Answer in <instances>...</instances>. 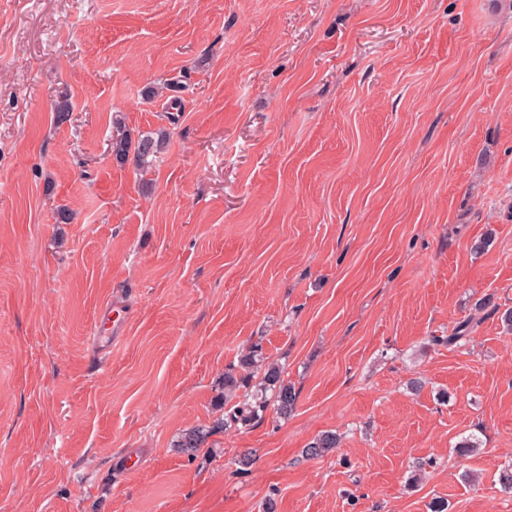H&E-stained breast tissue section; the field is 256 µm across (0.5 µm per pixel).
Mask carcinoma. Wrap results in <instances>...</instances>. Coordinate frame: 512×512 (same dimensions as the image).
I'll use <instances>...</instances> for the list:
<instances>
[{
	"instance_id": "1",
	"label": "carcinoma",
	"mask_w": 512,
	"mask_h": 512,
	"mask_svg": "<svg viewBox=\"0 0 512 512\" xmlns=\"http://www.w3.org/2000/svg\"><path fill=\"white\" fill-rule=\"evenodd\" d=\"M161 143L150 136L137 141L124 134H118L112 140V155L124 164L130 160L142 163L156 153ZM473 331L470 319L458 321L447 336H434L432 342L437 345H454L467 340ZM241 373L224 374V391L216 399V407L223 410L209 426H197L186 430L176 441L174 447L181 452L192 454L200 448L206 439L217 431H226L232 427H247L263 418L268 408H274L279 415L286 417L295 408L298 394L295 387L284 378L282 368L275 363H266L259 348L255 347L243 355L239 362ZM261 374L260 381L253 385L252 379ZM340 439L334 434H322L303 449L304 456L314 459L339 447Z\"/></svg>"
}]
</instances>
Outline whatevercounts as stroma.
I'll use <instances>...</instances> for the list:
<instances>
[{
  "instance_id": "stroma-1",
  "label": "stroma",
  "mask_w": 512,
  "mask_h": 512,
  "mask_svg": "<svg viewBox=\"0 0 512 512\" xmlns=\"http://www.w3.org/2000/svg\"><path fill=\"white\" fill-rule=\"evenodd\" d=\"M509 307L512 0H0V512H512ZM160 148L161 143L148 135L133 142L127 135L117 134L112 140V155L122 164L130 160L131 154L134 162L143 163L148 156L156 153ZM239 368L242 370L239 374L229 372L224 375V391L215 404L219 410H223L222 415L212 425L186 430L174 444L175 448L193 454L217 431H226L239 425L247 427L259 422L270 406L283 417L294 410L298 399L295 387L284 378L278 364H264L258 347L241 357ZM258 373L262 374L260 381L246 391ZM241 389H245L244 393H240ZM234 399V403L230 404Z\"/></svg>"
}]
</instances>
